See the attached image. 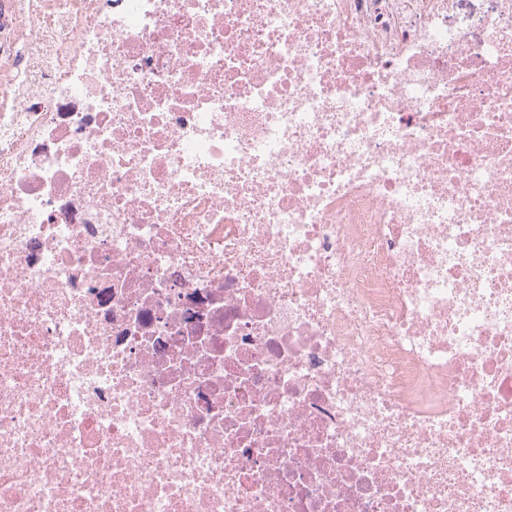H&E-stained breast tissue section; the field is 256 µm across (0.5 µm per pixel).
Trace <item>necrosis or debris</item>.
<instances>
[{
    "label": "necrosis or debris",
    "instance_id": "obj_1",
    "mask_svg": "<svg viewBox=\"0 0 512 512\" xmlns=\"http://www.w3.org/2000/svg\"><path fill=\"white\" fill-rule=\"evenodd\" d=\"M0 512H512V0H0Z\"/></svg>",
    "mask_w": 512,
    "mask_h": 512
}]
</instances>
